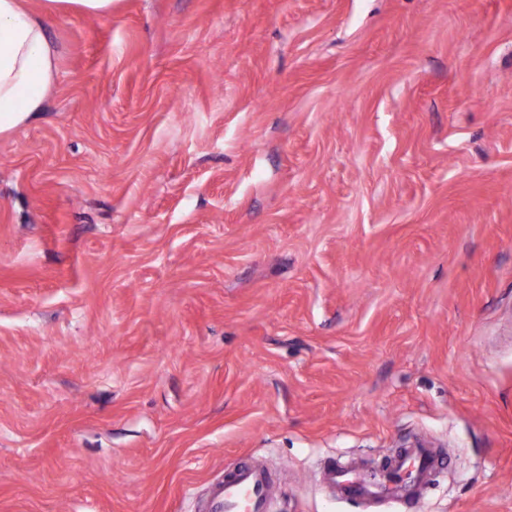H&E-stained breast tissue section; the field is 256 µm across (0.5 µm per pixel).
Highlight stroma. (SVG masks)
<instances>
[{"label": "stroma", "mask_w": 512, "mask_h": 512, "mask_svg": "<svg viewBox=\"0 0 512 512\" xmlns=\"http://www.w3.org/2000/svg\"><path fill=\"white\" fill-rule=\"evenodd\" d=\"M0 135V512H512V0H114ZM444 454L409 508L325 463ZM272 476L250 462L224 470V479L212 492L207 512H276L271 494Z\"/></svg>", "instance_id": "1"}]
</instances>
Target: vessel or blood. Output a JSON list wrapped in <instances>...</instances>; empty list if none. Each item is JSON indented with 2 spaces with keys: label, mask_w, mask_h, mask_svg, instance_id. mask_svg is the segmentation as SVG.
Segmentation results:
<instances>
[{
  "label": "vessel or blood",
  "mask_w": 512,
  "mask_h": 512,
  "mask_svg": "<svg viewBox=\"0 0 512 512\" xmlns=\"http://www.w3.org/2000/svg\"><path fill=\"white\" fill-rule=\"evenodd\" d=\"M435 449L417 446L406 449L385 475L376 481L360 479L356 470L341 462L323 467L325 484L340 494L393 503L416 499L436 468ZM272 476L263 466L250 462L225 470L223 480L212 492L207 512H276L271 494Z\"/></svg>",
  "instance_id": "obj_1"
}]
</instances>
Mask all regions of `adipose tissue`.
<instances>
[{
  "label": "adipose tissue",
  "instance_id": "1",
  "mask_svg": "<svg viewBox=\"0 0 512 512\" xmlns=\"http://www.w3.org/2000/svg\"><path fill=\"white\" fill-rule=\"evenodd\" d=\"M56 77L57 54L45 23L23 0H0V133L40 112Z\"/></svg>",
  "mask_w": 512,
  "mask_h": 512
}]
</instances>
